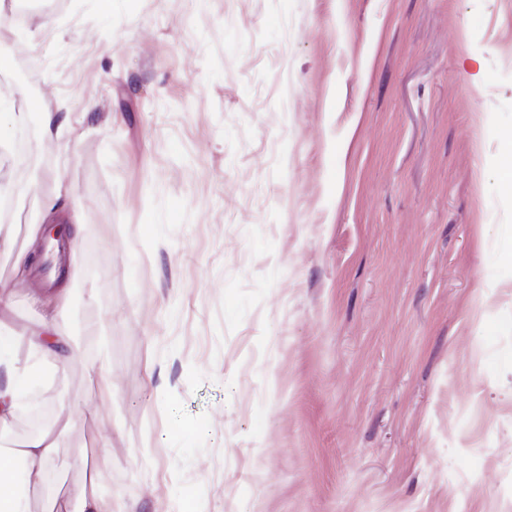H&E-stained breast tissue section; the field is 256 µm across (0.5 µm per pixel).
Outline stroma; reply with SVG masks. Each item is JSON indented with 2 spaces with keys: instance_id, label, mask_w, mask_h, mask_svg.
<instances>
[{
  "instance_id": "stroma-1",
  "label": "stroma",
  "mask_w": 512,
  "mask_h": 512,
  "mask_svg": "<svg viewBox=\"0 0 512 512\" xmlns=\"http://www.w3.org/2000/svg\"><path fill=\"white\" fill-rule=\"evenodd\" d=\"M20 44L23 55L6 51ZM30 118L37 165L9 153ZM0 189L84 226L49 492L112 512H512V0H55L0 27Z\"/></svg>"
}]
</instances>
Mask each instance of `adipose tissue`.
Masks as SVG:
<instances>
[{
    "instance_id": "1",
    "label": "adipose tissue",
    "mask_w": 512,
    "mask_h": 512,
    "mask_svg": "<svg viewBox=\"0 0 512 512\" xmlns=\"http://www.w3.org/2000/svg\"><path fill=\"white\" fill-rule=\"evenodd\" d=\"M11 295L0 291V431L12 424L22 405L24 385L32 373L30 361L46 355L65 356L71 349L56 320L57 312L41 317L33 330L19 334L9 328ZM59 443L55 430L30 435L21 448H4L0 455V512H112L93 491L81 489L67 501L45 496V479L56 463Z\"/></svg>"
}]
</instances>
